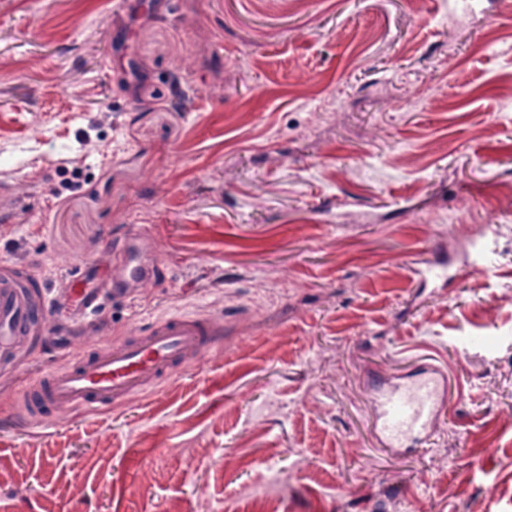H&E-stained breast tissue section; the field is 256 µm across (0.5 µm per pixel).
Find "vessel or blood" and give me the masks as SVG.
Returning <instances> with one entry per match:
<instances>
[{
	"mask_svg": "<svg viewBox=\"0 0 512 512\" xmlns=\"http://www.w3.org/2000/svg\"><path fill=\"white\" fill-rule=\"evenodd\" d=\"M147 246L146 231H132L119 251L115 271L104 281L90 263L78 264L70 288L81 295L80 311L68 324L49 319L51 312L63 306L59 297L34 301L37 282L33 276H0V350L27 335L41 320L47 321L49 341L56 350L71 348L82 319L97 313L105 296L129 298L130 288L155 279L158 268L145 258ZM222 334L221 324L204 314L154 318L135 336L102 343L33 382L22 395L23 411L36 420L60 406L82 414L117 406L158 387L187 365L191 353L203 354L217 346ZM375 391L376 426L386 439L397 443L431 434L448 394L446 383L431 365L420 367L403 382L376 386Z\"/></svg>",
	"mask_w": 512,
	"mask_h": 512,
	"instance_id": "b4317fda",
	"label": "vessel or blood"
}]
</instances>
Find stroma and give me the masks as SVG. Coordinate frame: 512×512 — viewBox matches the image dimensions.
Masks as SVG:
<instances>
[{"label": "stroma", "mask_w": 512, "mask_h": 512, "mask_svg": "<svg viewBox=\"0 0 512 512\" xmlns=\"http://www.w3.org/2000/svg\"><path fill=\"white\" fill-rule=\"evenodd\" d=\"M152 2L0 0V264L55 290L147 227L160 286L80 349L177 310L223 342L32 422L17 394L66 361L32 327L0 512H512V0ZM424 363L445 409L384 447L369 383Z\"/></svg>", "instance_id": "obj_1"}]
</instances>
